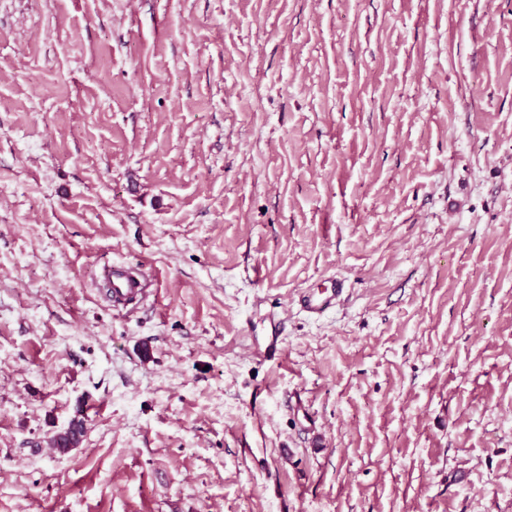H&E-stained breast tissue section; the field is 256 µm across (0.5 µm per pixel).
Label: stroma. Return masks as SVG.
<instances>
[{
  "label": "stroma",
  "instance_id": "stroma-1",
  "mask_svg": "<svg viewBox=\"0 0 512 512\" xmlns=\"http://www.w3.org/2000/svg\"><path fill=\"white\" fill-rule=\"evenodd\" d=\"M0 512H512V0H0ZM106 296L113 307L128 308L145 299L152 286L151 277L143 267L113 264L103 271L102 278ZM343 290L341 281L331 280L329 286L303 293L299 298V303L310 317L320 318L336 307ZM267 325L264 328V336L262 342H258L254 351L257 357L267 359L279 356L282 353V347L279 345V337L281 333V320L274 316L264 319Z\"/></svg>",
  "mask_w": 512,
  "mask_h": 512
}]
</instances>
